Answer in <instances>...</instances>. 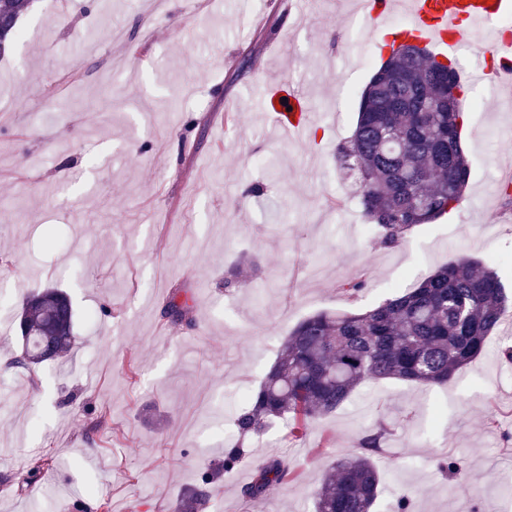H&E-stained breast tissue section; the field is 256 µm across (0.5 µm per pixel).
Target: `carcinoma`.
Masks as SVG:
<instances>
[{"instance_id":"1","label":"carcinoma","mask_w":512,"mask_h":512,"mask_svg":"<svg viewBox=\"0 0 512 512\" xmlns=\"http://www.w3.org/2000/svg\"><path fill=\"white\" fill-rule=\"evenodd\" d=\"M35 0H0V54L19 18ZM460 79L456 60L443 65L426 52L410 59L391 53L365 86L352 134L336 147V163L353 178L367 221L387 246L415 226L433 224L460 207L470 168L462 148L466 112H426L439 96V70ZM512 311L497 273L459 256L416 286L362 313L322 311L292 328L257 392L236 418L238 442L202 473L179 512L205 505L217 476L244 460V440L279 419L302 435L309 423L340 408L367 381L397 379L421 387L448 380L477 358ZM21 351L11 365L32 374L70 350L74 312L56 288L30 293L17 314ZM389 434L386 424L367 431L357 452L339 460L315 493L314 512H371L380 478L373 456ZM288 462L257 467L244 497L259 499L283 484Z\"/></svg>"}]
</instances>
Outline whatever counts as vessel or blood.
I'll return each mask as SVG.
<instances>
[{
  "label": "vessel or blood",
  "mask_w": 512,
  "mask_h": 512,
  "mask_svg": "<svg viewBox=\"0 0 512 512\" xmlns=\"http://www.w3.org/2000/svg\"><path fill=\"white\" fill-rule=\"evenodd\" d=\"M393 7L392 0H362L363 14L379 33ZM404 7L409 21L394 29V38L410 39L442 51L480 35L485 52L501 64L499 78L512 79V38L489 28L496 18L512 14V0H406ZM265 106L274 112L281 130L292 133L302 128V100L296 95L284 100L271 95Z\"/></svg>",
  "instance_id": "b4317fda"
}]
</instances>
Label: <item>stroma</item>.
<instances>
[{"label": "stroma", "mask_w": 512, "mask_h": 512, "mask_svg": "<svg viewBox=\"0 0 512 512\" xmlns=\"http://www.w3.org/2000/svg\"><path fill=\"white\" fill-rule=\"evenodd\" d=\"M359 0H37L0 56V512H169L224 450L242 394L317 312H362L448 260L494 264L512 291V219L492 187L512 158V93L468 87L465 200L395 247L364 236L336 166L387 56ZM306 102V135L262 108ZM260 193H251L252 185ZM240 265L235 287L224 273ZM366 282L357 297L341 282ZM64 290L77 342L37 379L10 368L36 288ZM190 319L162 318L169 302ZM512 335L447 384H361L303 437L273 422L202 512H313V492L379 423L374 512H512ZM457 460L463 481L439 469ZM288 460L276 501L241 489ZM40 466L36 489H19Z\"/></svg>", "instance_id": "stroma-1"}]
</instances>
